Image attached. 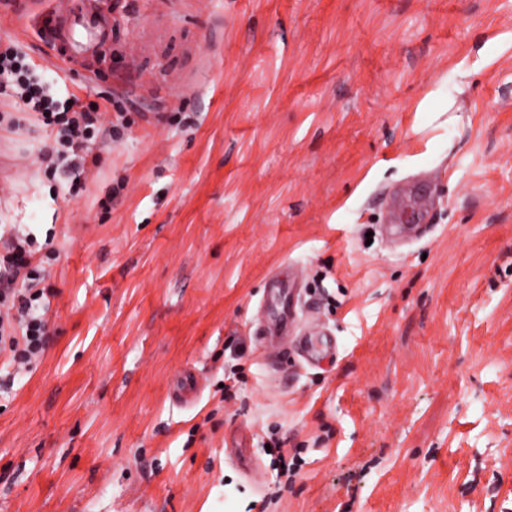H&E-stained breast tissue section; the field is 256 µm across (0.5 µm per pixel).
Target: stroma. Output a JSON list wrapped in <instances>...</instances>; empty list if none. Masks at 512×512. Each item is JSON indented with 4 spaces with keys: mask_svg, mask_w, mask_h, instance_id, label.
Returning <instances> with one entry per match:
<instances>
[{
    "mask_svg": "<svg viewBox=\"0 0 512 512\" xmlns=\"http://www.w3.org/2000/svg\"><path fill=\"white\" fill-rule=\"evenodd\" d=\"M68 6L110 36L50 64L40 0H0L119 130L74 189L0 97V235L53 292L44 353L0 355V512H512V0ZM412 184L435 204L395 241ZM287 266L317 365L253 334Z\"/></svg>",
    "mask_w": 512,
    "mask_h": 512,
    "instance_id": "obj_1",
    "label": "stroma"
}]
</instances>
